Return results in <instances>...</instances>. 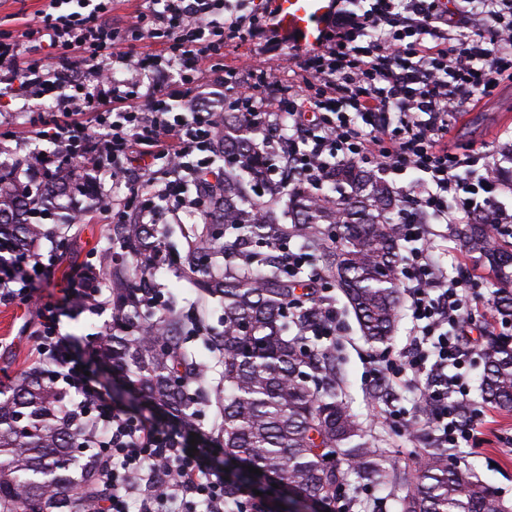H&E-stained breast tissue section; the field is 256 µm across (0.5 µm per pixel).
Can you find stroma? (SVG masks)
<instances>
[{"label": "stroma", "mask_w": 512, "mask_h": 512, "mask_svg": "<svg viewBox=\"0 0 512 512\" xmlns=\"http://www.w3.org/2000/svg\"><path fill=\"white\" fill-rule=\"evenodd\" d=\"M53 107L52 98L33 99L19 90L0 85V116L9 120L10 128L15 133L14 140L4 144L5 158L14 164L23 163L30 148L27 130L32 115L52 112ZM506 113L512 114V85L505 87L495 99L465 113L455 125L454 145L472 143L494 151L511 143L512 121L505 123L501 120ZM56 202L53 215L44 221L46 227L65 222L67 210L74 206L87 208L88 216L85 224L76 227L74 237L69 239L52 280L43 283L42 291L46 294L56 292L58 279L72 265L83 262L90 251L104 250L112 245L111 226L93 211L90 197L79 195L71 199L61 195ZM199 223V217L192 213L181 214L176 221L168 220L162 238L170 246L169 263L158 271L157 281L163 292L172 291L179 296L186 326V344L196 354L197 364L204 375L202 391L211 400L210 405L201 407L194 425L197 430L214 438L218 432L215 426L217 407L213 400L221 394L220 369L215 365L207 342L214 331L223 327V309L214 301L202 304L196 288L180 276L189 254L188 235ZM434 231L430 245L447 272H454L456 263L460 262L483 278L484 288L470 291L472 306L483 308L490 293L488 285L495 279L494 274L488 267L464 254L454 231L442 224L435 225ZM328 297L337 311L339 324L337 336L327 339L326 345L335 360L340 398L362 426L371 447L386 459L390 470L387 485H357L342 491L335 505L338 512H398L397 498L404 495L420 459L432 443L426 432L413 435L385 426L383 417L396 413L412 418L427 385V378L422 375L412 382L376 381L373 378V357L385 349L400 354L413 333V322L407 307H400L397 329L389 346L373 344L362 336L341 290L331 289ZM28 322L24 305H0V390L11 387L20 375L31 368L34 338ZM93 370L107 393L128 411L160 417V410L130 394L128 377L115 374L111 365L97 364ZM481 372L480 360H473L467 371L468 399L470 406L486 411L494 429L492 442L479 452L463 447L449 449L448 461L472 471L507 505L512 506V413L507 414L487 405L479 388Z\"/></svg>", "instance_id": "35a3bbf8"}]
</instances>
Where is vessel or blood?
I'll use <instances>...</instances> for the list:
<instances>
[{
    "label": "vessel or blood",
    "instance_id": "obj_1",
    "mask_svg": "<svg viewBox=\"0 0 512 512\" xmlns=\"http://www.w3.org/2000/svg\"><path fill=\"white\" fill-rule=\"evenodd\" d=\"M339 0H273L272 21L291 46L318 48Z\"/></svg>",
    "mask_w": 512,
    "mask_h": 512
}]
</instances>
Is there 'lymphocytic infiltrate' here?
Instances as JSON below:
<instances>
[{"instance_id":"lymphocytic-infiltrate-1","label":"lymphocytic infiltrate","mask_w":512,"mask_h":512,"mask_svg":"<svg viewBox=\"0 0 512 512\" xmlns=\"http://www.w3.org/2000/svg\"><path fill=\"white\" fill-rule=\"evenodd\" d=\"M321 46L286 60L288 77L265 65H228L222 86L207 83V63L226 47L250 44L266 56L283 48L270 7L253 0H143L124 17L112 0H44L34 22L0 29V84L34 99L52 97L55 110L33 117L29 141L55 152H33L26 168L37 178L68 169L72 182L95 188V208L114 224H153L160 208L171 214L210 211L184 189L186 180L213 175L224 112L238 113L271 153L268 171L278 184L324 183L337 165L354 160L382 174L418 173L399 192L411 211L399 224L415 247L404 255L415 333L396 358L381 357L376 378L429 372L420 416L437 447L487 439L484 412L467 413L463 369L471 353L464 329L468 293L477 277L443 272L428 241L432 223L448 227L484 214L494 229L512 225V209L496 201L500 163L483 147L449 148L455 123L468 109L512 85V0H340ZM162 53L136 52V42ZM44 48L50 65L27 61ZM160 165L145 185L134 183L133 157ZM480 175H473L474 167ZM121 185L125 196L111 193ZM57 254L9 253L0 258V302L31 312L35 368L70 395L68 414L86 422L87 447L106 490L97 512H270L246 498L228 504L223 472L210 460L212 439L192 438V425L164 427L122 410L87 376L77 338L61 319L84 312L123 314L124 304L101 287L97 267L72 266L59 297L40 285Z\"/></svg>"}]
</instances>
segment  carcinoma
Returning <instances> with one entry per match:
<instances>
[{"instance_id":"carcinoma-1","label":"carcinoma","mask_w":512,"mask_h":512,"mask_svg":"<svg viewBox=\"0 0 512 512\" xmlns=\"http://www.w3.org/2000/svg\"><path fill=\"white\" fill-rule=\"evenodd\" d=\"M224 180L212 191L224 210L223 233L210 235L194 273L224 259V275L202 282L204 290L224 298V331L210 338L220 352L224 405V455L277 476L302 495L336 500V488H351L367 478L382 484L389 470L376 450L362 442L360 425L338 399L334 361L328 349L307 333L321 315L323 299L316 283L290 278L281 256L261 252L296 236L312 263L326 269L351 304L360 329L373 343L388 342L399 304V264L404 245L392 213L399 199L371 169L354 162L331 176L337 196L324 207L301 184L264 199V161L254 156L251 131L238 114L224 113ZM7 175L0 166V249L28 251L44 236L30 218L41 213L44 197L24 192L4 195ZM288 209L274 213L280 195ZM336 225L330 236L324 225ZM113 235L134 257L158 248V229L149 224H115ZM463 248L496 273L495 303L512 315V241L491 233L483 219L457 230ZM102 275L127 281L123 297L136 303L138 291L153 282L136 267L129 272L109 264ZM144 323L154 336L143 341L127 320L114 321L106 336V357L155 402L192 417L200 393L196 357L183 344L175 299L156 319ZM487 402L512 411V335L492 339L483 355L480 384ZM63 396L40 377L19 378L0 398V512H88V491L95 463L79 460L74 448L79 430L62 420ZM399 512H512L486 484L463 468L448 465V452L436 448L420 466L413 488L398 499Z\"/></svg>"}]
</instances>
